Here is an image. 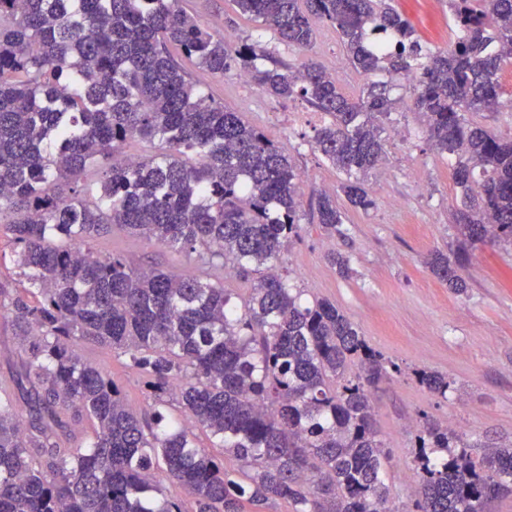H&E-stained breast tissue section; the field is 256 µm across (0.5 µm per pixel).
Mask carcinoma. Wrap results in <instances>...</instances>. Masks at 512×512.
<instances>
[{"label": "carcinoma", "mask_w": 512, "mask_h": 512, "mask_svg": "<svg viewBox=\"0 0 512 512\" xmlns=\"http://www.w3.org/2000/svg\"><path fill=\"white\" fill-rule=\"evenodd\" d=\"M181 2L0 0V227L39 293L32 304L0 287L31 401L24 419L13 395H0V512H245L273 500L293 512H389L391 455L371 389L401 368L335 303L304 300L280 272L285 243L302 230L301 175L280 145L187 81L170 47L323 115L314 148L363 211L397 103L395 85L375 76H400L426 140L456 159L464 202L452 220L463 239L454 258L436 251L428 264L462 292L468 248L512 246V138L466 120L512 110L500 81L512 63V0H448L455 38L438 49L392 0H232L305 57L298 66L260 40L214 38ZM318 22L370 77L358 96L309 57ZM136 138L156 151L131 162L124 148ZM92 165L104 167L100 186L69 188ZM314 214L342 234L336 199L319 196ZM114 225L259 277L240 307L221 276L101 258L93 240ZM80 340L120 351L144 376L150 420L80 354ZM416 381L443 398L451 389L436 372ZM169 397L182 418L161 410ZM82 423L91 434L77 441L71 426ZM197 428L247 467L245 482L198 446ZM417 440L418 512H485L512 492L511 447L477 457L437 423Z\"/></svg>", "instance_id": "obj_1"}]
</instances>
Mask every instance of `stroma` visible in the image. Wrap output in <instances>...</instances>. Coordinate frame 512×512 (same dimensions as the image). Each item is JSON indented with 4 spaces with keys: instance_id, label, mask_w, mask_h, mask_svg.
I'll use <instances>...</instances> for the list:
<instances>
[{
    "instance_id": "35a3bbf8",
    "label": "stroma",
    "mask_w": 512,
    "mask_h": 512,
    "mask_svg": "<svg viewBox=\"0 0 512 512\" xmlns=\"http://www.w3.org/2000/svg\"><path fill=\"white\" fill-rule=\"evenodd\" d=\"M394 5L424 42L447 45L448 0H395ZM182 7L215 37L229 34L237 42L271 38L261 22L237 13L231 0H182ZM313 57L335 72L344 92L358 94L365 78L348 64L333 27L318 25ZM182 65L211 98L243 113L250 124L286 146L301 175L302 207L322 194L334 196L343 207L341 235L331 237L319 225L304 223L300 237L285 245L282 266L290 284L306 298L336 303L372 347L405 368V375L381 381L373 397L376 425L393 458L389 506L393 512H414L416 430L430 423L451 426L477 454L487 444H512V248L477 246L460 271L467 282L461 294L431 273L426 265L430 254H450L456 248L459 231L451 213L461 191L451 160L429 146L419 115L407 106L392 114L404 138L387 137V160L366 179L374 205L356 210L340 191V174L311 145L321 118L309 104L272 101L233 71L220 77L188 59ZM94 247L137 266L178 275L203 271L202 262L186 253L117 226L96 239ZM331 251L349 258L350 276H341L327 260ZM79 351L123 387L139 417H150L154 404L123 358L91 341L80 342ZM412 369L448 376L452 386L447 397L419 386L408 376Z\"/></svg>"
}]
</instances>
